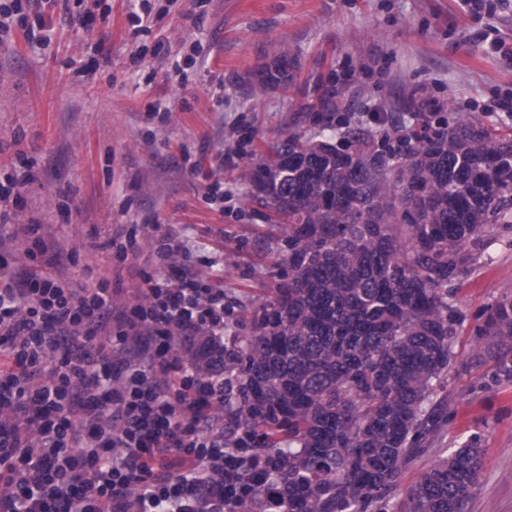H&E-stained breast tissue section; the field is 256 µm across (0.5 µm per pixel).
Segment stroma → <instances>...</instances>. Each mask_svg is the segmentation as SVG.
<instances>
[{
	"label": "stroma",
	"instance_id": "35a3bbf8",
	"mask_svg": "<svg viewBox=\"0 0 512 512\" xmlns=\"http://www.w3.org/2000/svg\"><path fill=\"white\" fill-rule=\"evenodd\" d=\"M484 2L474 13L462 0H84L91 17H110L85 33L59 20L51 0H29L30 19H54L50 45L33 50L17 29L0 46V167L25 157L40 171L22 193L20 221L77 248L80 266L111 280L119 305L132 300L145 262L111 259L108 240L133 231L147 247L153 225H176L231 306L232 346L250 335L281 274L266 258L279 230L258 215L249 175L280 134L319 133L312 118L325 94L349 128L375 135L418 129L436 110L512 137L498 106L512 95V0ZM142 5L153 22L135 37L128 14ZM490 23L495 44L482 38ZM282 58L287 82L263 84ZM79 60L96 62L94 74L77 72ZM242 144L247 156L221 165ZM186 154L195 173L182 167ZM217 179L220 204L205 196ZM506 294L512 223L487 240L453 297L464 322L433 394L446 420L406 464L401 491L368 512H396L404 488L474 435L483 469L464 512H512V383L493 382L498 349L478 333Z\"/></svg>",
	"mask_w": 512,
	"mask_h": 512
}]
</instances>
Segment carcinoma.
Returning <instances> with one entry per match:
<instances>
[{
	"instance_id": "1",
	"label": "carcinoma",
	"mask_w": 512,
	"mask_h": 512,
	"mask_svg": "<svg viewBox=\"0 0 512 512\" xmlns=\"http://www.w3.org/2000/svg\"><path fill=\"white\" fill-rule=\"evenodd\" d=\"M254 182L267 219L287 221L286 272L246 345L224 350V414L271 460L236 512H366L441 423L429 401L460 326L448 286L512 222V139L465 119L378 141L290 132ZM479 333L512 381V297ZM481 469L472 438L418 476L401 512H464Z\"/></svg>"
}]
</instances>
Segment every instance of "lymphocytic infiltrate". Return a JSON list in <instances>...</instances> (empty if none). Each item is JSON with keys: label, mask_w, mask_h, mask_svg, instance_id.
Masks as SVG:
<instances>
[{"label": "lymphocytic infiltrate", "mask_w": 512, "mask_h": 512, "mask_svg": "<svg viewBox=\"0 0 512 512\" xmlns=\"http://www.w3.org/2000/svg\"><path fill=\"white\" fill-rule=\"evenodd\" d=\"M0 0V41L28 25ZM33 163L0 173V512H234L261 460L224 445V291L165 225L134 302L109 280L74 279L76 250L15 223ZM51 272L39 276L34 264Z\"/></svg>", "instance_id": "1"}]
</instances>
